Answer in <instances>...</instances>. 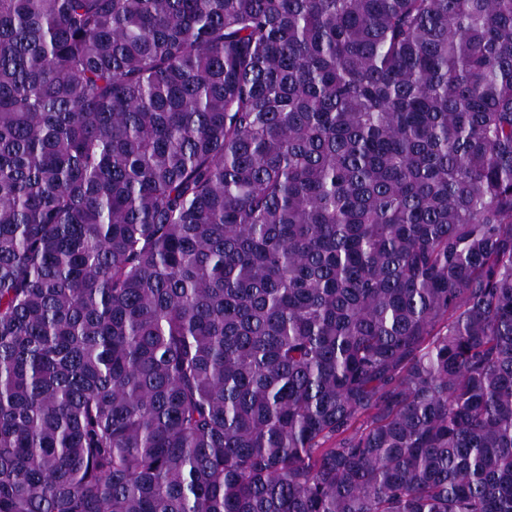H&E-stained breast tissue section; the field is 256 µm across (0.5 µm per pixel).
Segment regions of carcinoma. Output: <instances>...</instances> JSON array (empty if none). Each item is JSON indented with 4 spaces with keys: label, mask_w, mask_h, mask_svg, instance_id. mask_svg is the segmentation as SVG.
Segmentation results:
<instances>
[{
    "label": "carcinoma",
    "mask_w": 512,
    "mask_h": 512,
    "mask_svg": "<svg viewBox=\"0 0 512 512\" xmlns=\"http://www.w3.org/2000/svg\"><path fill=\"white\" fill-rule=\"evenodd\" d=\"M0 512H512V0H0Z\"/></svg>",
    "instance_id": "cac0c4a2"
}]
</instances>
